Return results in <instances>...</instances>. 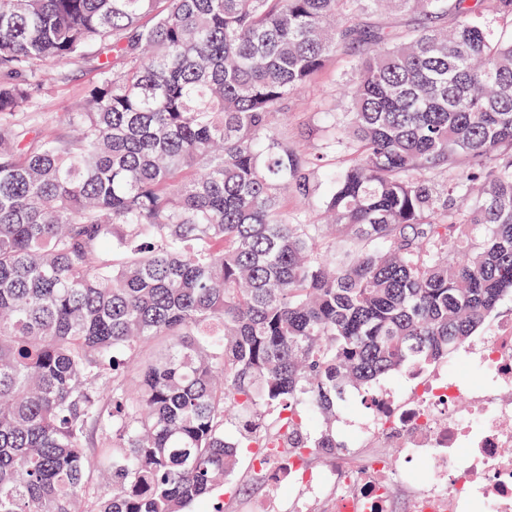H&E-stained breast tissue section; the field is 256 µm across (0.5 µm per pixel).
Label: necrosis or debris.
Here are the masks:
<instances>
[{
    "label": "necrosis or debris",
    "mask_w": 512,
    "mask_h": 512,
    "mask_svg": "<svg viewBox=\"0 0 512 512\" xmlns=\"http://www.w3.org/2000/svg\"><path fill=\"white\" fill-rule=\"evenodd\" d=\"M393 443L417 459L419 472L393 468L385 453ZM336 445L371 454L357 469L339 460L323 474H303L310 497L333 492V512H395L402 483L415 486L412 512H512V322L415 378L406 398L370 395Z\"/></svg>",
    "instance_id": "obj_1"
}]
</instances>
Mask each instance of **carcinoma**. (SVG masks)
I'll use <instances>...</instances> for the list:
<instances>
[{
	"label": "carcinoma",
	"instance_id": "carcinoma-1",
	"mask_svg": "<svg viewBox=\"0 0 512 512\" xmlns=\"http://www.w3.org/2000/svg\"><path fill=\"white\" fill-rule=\"evenodd\" d=\"M366 1L415 23L361 27ZM504 19L512 0H0V512H189L285 424L283 454L335 455L348 390L476 335L512 295ZM359 42L327 129L349 163L322 181L273 117ZM67 62L93 63L84 110L18 120Z\"/></svg>",
	"mask_w": 512,
	"mask_h": 512
}]
</instances>
